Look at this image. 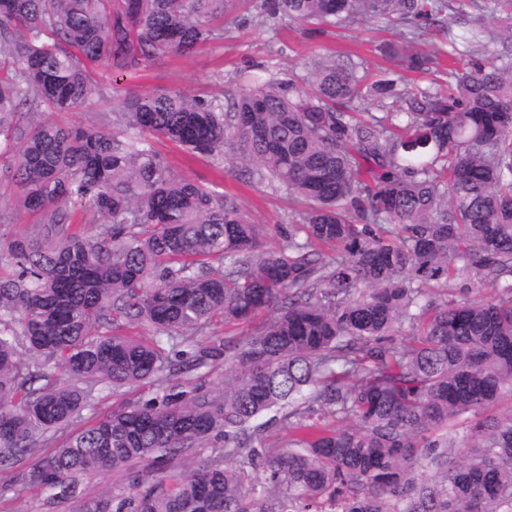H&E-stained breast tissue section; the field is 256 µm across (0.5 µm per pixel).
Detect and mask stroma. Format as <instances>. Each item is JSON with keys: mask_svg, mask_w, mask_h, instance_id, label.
<instances>
[{"mask_svg": "<svg viewBox=\"0 0 512 512\" xmlns=\"http://www.w3.org/2000/svg\"><path fill=\"white\" fill-rule=\"evenodd\" d=\"M385 42L399 44L404 40L399 31L383 29L373 21L317 30L286 20L265 24L255 8L239 7L225 18L223 39L210 42L189 56H169L149 63L142 72L124 80L106 82L103 98L81 110L62 114L61 119L66 123L91 124L100 113L111 111L115 102L131 93L180 91L205 99L216 97L229 107L241 91L240 73L259 80L273 74L302 75L314 59L334 52L352 54L371 74L383 76L393 68L392 62L378 50ZM407 45L412 50L430 51L434 57L425 70L406 73L408 88L447 90V37L441 33L425 39L416 37ZM156 147L181 175L216 186L218 191L235 197L251 222L262 225L268 246L284 243L288 226L300 208L299 202L281 192L256 190L243 181L232 162H225L218 169L205 159L188 156L169 142H157ZM14 195L13 186L0 181V211L11 215L9 223L0 224L2 249L13 239L29 235L39 221L37 214L13 208Z\"/></svg>", "mask_w": 512, "mask_h": 512, "instance_id": "obj_1", "label": "stroma"}]
</instances>
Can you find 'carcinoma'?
Listing matches in <instances>:
<instances>
[{"mask_svg":"<svg viewBox=\"0 0 512 512\" xmlns=\"http://www.w3.org/2000/svg\"><path fill=\"white\" fill-rule=\"evenodd\" d=\"M234 2L0 0V177L40 215L0 252V498L36 485L73 500L78 479L113 470L127 484L79 512H512V415L497 413L512 400V26L448 34L461 58L502 52L452 72L446 95L408 92L403 114L346 112L420 67L385 43L397 69L370 85L328 56L227 110L141 93L90 126L49 118L100 99L112 74L220 38L211 22ZM450 8L261 3L266 23L426 30ZM153 138L232 156L299 199L285 243L262 249L236 200L180 175ZM70 205L100 231L69 223ZM465 274L492 295L448 298ZM262 310L272 318L242 340L198 339ZM121 322L151 334L112 333ZM221 366L224 385L207 386ZM122 388L142 394L48 450L94 391ZM277 422L283 444L266 436ZM205 447L237 464L190 459Z\"/></svg>","mask_w":512,"mask_h":512,"instance_id":"obj_1","label":"carcinoma"}]
</instances>
